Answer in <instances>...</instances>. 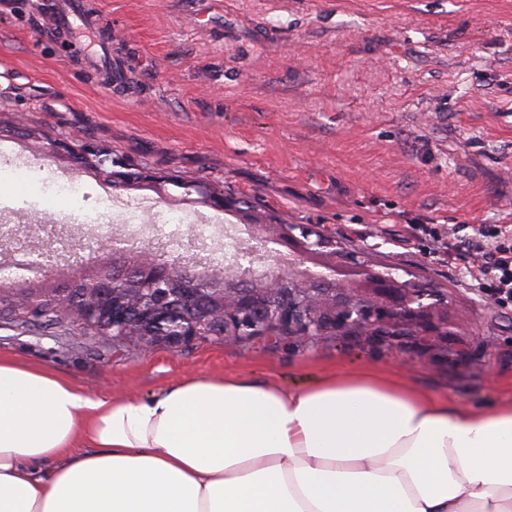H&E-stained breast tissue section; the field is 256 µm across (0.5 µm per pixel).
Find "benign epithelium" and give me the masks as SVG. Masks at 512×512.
Wrapping results in <instances>:
<instances>
[{"label":"benign epithelium","mask_w":512,"mask_h":512,"mask_svg":"<svg viewBox=\"0 0 512 512\" xmlns=\"http://www.w3.org/2000/svg\"><path fill=\"white\" fill-rule=\"evenodd\" d=\"M193 203L215 208L231 206L201 186ZM252 240L276 244L288 254V265L269 269L229 268L224 273V297L203 312L182 299L156 316L167 322L155 336L140 337L141 350L178 351L205 340L208 330L221 326L224 337L246 334L264 337L280 328L295 336L314 338L330 331L357 332L394 343L400 329L414 336L454 335L448 292L423 279H401L398 268L377 269L365 252L346 251L335 237L306 224H262L252 213H240ZM137 299L127 307L120 333L128 332L127 318L142 317L144 305L175 278L173 269L161 272L152 251L142 253Z\"/></svg>","instance_id":"1"}]
</instances>
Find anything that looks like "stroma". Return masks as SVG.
Listing matches in <instances>:
<instances>
[{"label":"stroma","mask_w":512,"mask_h":512,"mask_svg":"<svg viewBox=\"0 0 512 512\" xmlns=\"http://www.w3.org/2000/svg\"><path fill=\"white\" fill-rule=\"evenodd\" d=\"M134 85L117 98L57 45L38 0H0V120L79 135L116 160L248 196L260 217L313 224L375 264L452 292L460 333L376 344L353 333L201 341L144 354L66 330L0 321V355L50 368L96 396L148 398L187 376L231 372L306 386L371 364L467 408L512 401V308L467 288V263L408 222L512 225V0H96ZM0 166V222L14 198L92 170L20 134ZM36 253L55 251L73 207L48 205Z\"/></svg>","instance_id":"obj_1"}]
</instances>
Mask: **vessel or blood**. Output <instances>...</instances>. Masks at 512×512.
I'll use <instances>...</instances> for the list:
<instances>
[{
  "label": "vessel or blood",
  "instance_id": "1",
  "mask_svg": "<svg viewBox=\"0 0 512 512\" xmlns=\"http://www.w3.org/2000/svg\"><path fill=\"white\" fill-rule=\"evenodd\" d=\"M48 18L67 43L85 46L83 64L87 70L101 73L108 87H120V69L113 67L111 57L96 40L98 31L109 28L110 23L92 7L90 0H54Z\"/></svg>",
  "mask_w": 512,
  "mask_h": 512
}]
</instances>
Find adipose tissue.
<instances>
[{
    "label": "adipose tissue",
    "instance_id": "ef3b65f1",
    "mask_svg": "<svg viewBox=\"0 0 512 512\" xmlns=\"http://www.w3.org/2000/svg\"><path fill=\"white\" fill-rule=\"evenodd\" d=\"M0 512H512V402L466 409L371 365L95 399L0 358Z\"/></svg>",
    "mask_w": 512,
    "mask_h": 512
}]
</instances>
